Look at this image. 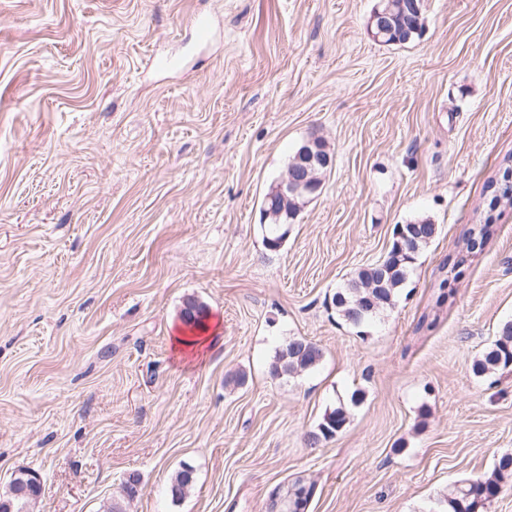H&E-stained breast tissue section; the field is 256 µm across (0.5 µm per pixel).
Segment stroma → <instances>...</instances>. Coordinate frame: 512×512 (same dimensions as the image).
<instances>
[{"label":"stroma","mask_w":512,"mask_h":512,"mask_svg":"<svg viewBox=\"0 0 512 512\" xmlns=\"http://www.w3.org/2000/svg\"><path fill=\"white\" fill-rule=\"evenodd\" d=\"M376 4L0 0V495L26 469L28 512H108L134 472L126 512H269L300 478L307 512H442L512 453V370L472 371L512 321V204L483 192L512 165V0H424L402 45ZM313 135L333 163L269 249L263 197ZM420 220L405 288L347 322L336 291ZM190 298L224 336L200 363L173 348ZM294 337L319 365L272 376ZM348 423V413L343 407H337L326 413L323 421L318 424L317 430L312 431L307 438L310 447H315L322 441L335 438L342 433Z\"/></svg>","instance_id":"stroma-1"}]
</instances>
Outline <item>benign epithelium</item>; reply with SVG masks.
Wrapping results in <instances>:
<instances>
[{
	"label": "benign epithelium",
	"instance_id": "benign-epithelium-1",
	"mask_svg": "<svg viewBox=\"0 0 512 512\" xmlns=\"http://www.w3.org/2000/svg\"><path fill=\"white\" fill-rule=\"evenodd\" d=\"M421 20L422 0H389L383 8H375L369 27L383 31L391 26L396 15ZM318 137L311 136L297 149L283 179L273 189L270 207L263 209L267 218H277L288 207V201L296 197L312 196L322 188L317 172L332 165V157L318 151Z\"/></svg>",
	"mask_w": 512,
	"mask_h": 512
}]
</instances>
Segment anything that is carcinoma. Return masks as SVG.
<instances>
[{
	"instance_id": "cac0c4a2",
	"label": "carcinoma",
	"mask_w": 512,
	"mask_h": 512,
	"mask_svg": "<svg viewBox=\"0 0 512 512\" xmlns=\"http://www.w3.org/2000/svg\"><path fill=\"white\" fill-rule=\"evenodd\" d=\"M409 24H396L380 37L384 44H405L410 41ZM489 195L488 208L494 209L502 200L512 202V179L502 174L498 180H490L485 186ZM402 232L414 238L413 249L408 251L398 246L395 238L387 255L374 264L360 270L347 286L336 292L333 303L341 315L351 324L360 326L373 318L377 310L391 304L398 290L408 280L410 269L416 264L423 247L431 243L439 233V226L424 220L419 224H404ZM491 234V225H481L479 231L467 238V249L475 252L483 249ZM322 359L321 349L313 342L295 337L288 341V347L275 356L270 372L274 376L295 374L316 367ZM496 370H512V322H507L500 330L493 346L473 364V371L479 375ZM348 423V413L338 407L326 414L317 430L308 435L307 443L315 447L323 441L335 438L342 433ZM512 478V454L500 457L494 473L488 478H478L455 485L448 490L446 503L449 512H479L498 498L503 483ZM194 481L193 469L185 466L179 470L171 482V497L180 500ZM309 499H300L289 486L281 497L282 512H302ZM29 498L16 495L14 484H9L6 495L0 497L3 512H28Z\"/></svg>"
}]
</instances>
